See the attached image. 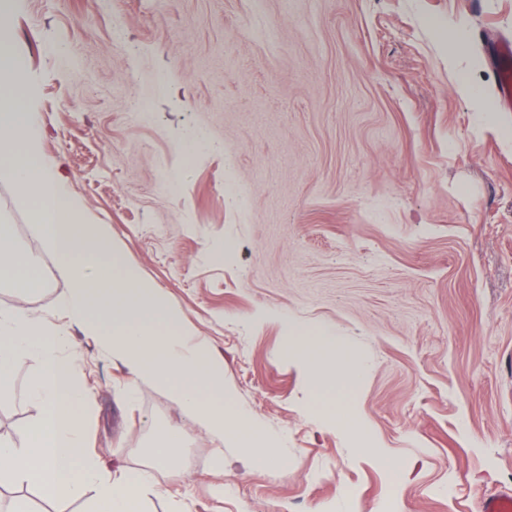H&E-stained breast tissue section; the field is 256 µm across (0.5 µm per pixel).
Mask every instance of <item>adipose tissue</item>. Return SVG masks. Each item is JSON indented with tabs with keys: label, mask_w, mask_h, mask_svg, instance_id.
<instances>
[{
	"label": "adipose tissue",
	"mask_w": 512,
	"mask_h": 512,
	"mask_svg": "<svg viewBox=\"0 0 512 512\" xmlns=\"http://www.w3.org/2000/svg\"><path fill=\"white\" fill-rule=\"evenodd\" d=\"M26 87L12 48L0 43V181L20 185L21 204L41 232L42 249L71 281L66 317L101 341L131 385L166 388L183 412L216 439L234 436L235 447L258 461L277 458L273 439L260 438L248 414L224 393V365L204 342L183 330L178 311L164 297L106 255V227L81 223L78 204L56 171L36 157V118L24 104ZM39 262L25 254L0 259V283L26 292L40 286ZM72 342L49 332L23 307H0V400L16 395L12 370L23 357L41 363L21 395L37 415L25 444L0 439V484L32 489L36 497L80 501L84 512H140L155 493L150 471L111 467L82 452L81 412L89 393L73 381L62 358Z\"/></svg>",
	"instance_id": "1"
}]
</instances>
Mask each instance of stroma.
Wrapping results in <instances>:
<instances>
[{"instance_id":"stroma-1","label":"stroma","mask_w":512,"mask_h":512,"mask_svg":"<svg viewBox=\"0 0 512 512\" xmlns=\"http://www.w3.org/2000/svg\"><path fill=\"white\" fill-rule=\"evenodd\" d=\"M0 38L83 222L280 440L277 460L245 461L161 387L127 397L0 182L9 246L43 281L0 284V306L71 337L85 449L151 471L148 512H475L512 488V112L490 54L512 0H11ZM293 325L338 338L322 389ZM168 429L177 476L155 457Z\"/></svg>"}]
</instances>
